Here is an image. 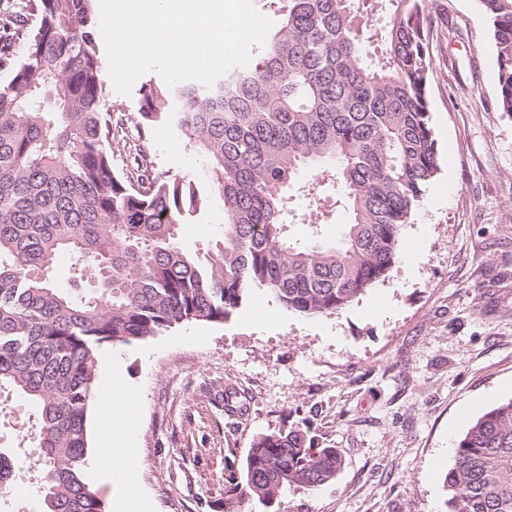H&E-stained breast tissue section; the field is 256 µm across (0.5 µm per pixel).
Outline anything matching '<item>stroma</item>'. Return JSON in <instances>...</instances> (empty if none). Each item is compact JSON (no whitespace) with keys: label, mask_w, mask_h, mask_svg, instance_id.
<instances>
[{"label":"stroma","mask_w":512,"mask_h":512,"mask_svg":"<svg viewBox=\"0 0 512 512\" xmlns=\"http://www.w3.org/2000/svg\"><path fill=\"white\" fill-rule=\"evenodd\" d=\"M431 124L441 169L404 229L410 261L331 317L254 296L221 322L117 345L137 430L138 483L156 512H226L253 439L306 425L344 465L313 490L238 512H448L449 442L512 399V114L477 0H429ZM462 37H454V29ZM157 173L194 176L172 128L144 134ZM224 202L182 225L187 251L218 239Z\"/></svg>","instance_id":"35a3bbf8"}]
</instances>
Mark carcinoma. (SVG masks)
<instances>
[{
  "label": "carcinoma",
  "mask_w": 512,
  "mask_h": 512,
  "mask_svg": "<svg viewBox=\"0 0 512 512\" xmlns=\"http://www.w3.org/2000/svg\"><path fill=\"white\" fill-rule=\"evenodd\" d=\"M267 2L276 20L252 65L210 87L151 85L124 119L105 103L92 0H11L0 11L11 33L0 45L10 69L0 85V390L33 409L40 512H107L87 468L102 348L222 322L255 294L301 316L339 314L388 277L440 170L428 0ZM368 2L390 6L380 32ZM477 2L497 49L499 108L512 113V0ZM155 124L204 157V178L155 172L142 144ZM116 140L128 151L121 171ZM306 171L316 178L303 181ZM214 192L223 235L188 252L180 226ZM338 210L347 222L329 238ZM296 215L300 239L288 232ZM64 254L90 293L57 287ZM456 448L449 512H512V399ZM341 467L307 431L278 428L253 441L227 505H265Z\"/></svg>",
  "instance_id": "obj_1"
}]
</instances>
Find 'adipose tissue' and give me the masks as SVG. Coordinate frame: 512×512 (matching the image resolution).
Returning <instances> with one entry per match:
<instances>
[{
	"label": "adipose tissue",
	"instance_id": "adipose-tissue-1",
	"mask_svg": "<svg viewBox=\"0 0 512 512\" xmlns=\"http://www.w3.org/2000/svg\"><path fill=\"white\" fill-rule=\"evenodd\" d=\"M125 399L118 363L109 361L97 394V422L101 432L108 434L109 439L98 448L95 462L122 490L116 505L118 512H147L148 503L133 490L139 460L133 446L135 430L119 416Z\"/></svg>",
	"mask_w": 512,
	"mask_h": 512
}]
</instances>
